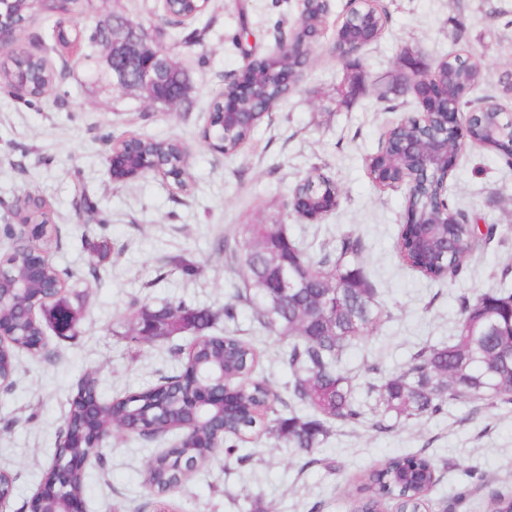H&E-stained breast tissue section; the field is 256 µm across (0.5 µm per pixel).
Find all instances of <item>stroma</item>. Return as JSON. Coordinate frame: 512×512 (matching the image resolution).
Listing matches in <instances>:
<instances>
[{"instance_id":"1","label":"stroma","mask_w":512,"mask_h":512,"mask_svg":"<svg viewBox=\"0 0 512 512\" xmlns=\"http://www.w3.org/2000/svg\"><path fill=\"white\" fill-rule=\"evenodd\" d=\"M385 3L388 28L357 57L365 93L347 102L337 96L345 71L331 50L334 34L326 32L313 44L310 67L293 94L232 156L202 137L213 94L241 73L250 56L272 51L281 35L291 34L299 0H210L204 14L179 26L163 25L159 0H104L102 13L116 11L139 22L184 73L187 98L172 106H151L138 94L103 86L86 49L56 50L41 17L22 30L17 48L41 49L66 77L39 100L0 87V224L17 223L16 206L25 194L46 201L58 229L50 258L72 272L81 313L74 339L50 338L59 349L53 361L19 354L14 387L0 391V469L14 477L6 512H28L83 372H96L107 402L170 373L171 340H131L132 305L183 300L211 310L214 334L231 331L252 342L260 370L287 396V340L256 329L246 306L238 307L235 321L223 318L242 275L217 242L234 238L239 225H286L316 258L335 250L344 235L362 239L360 262L388 315L344 359L361 403L368 400L364 384L374 371L397 372L422 346L447 343L462 300L512 289V170L495 151L470 144L457 157L452 193L458 207L496 233L472 253L461 275L443 282L399 261L395 242L405 223L406 188L379 187L366 167L388 127L418 110L409 96L394 112L381 99L402 73L403 55L432 64L451 53L471 54L485 81L469 100L498 95L499 74L512 69V0ZM128 135L180 140L188 150L189 190H176L153 174L113 182L109 144ZM315 168L336 182L341 197L336 209L309 221L289 212L287 202L296 181ZM101 241L109 248L102 260L93 251ZM177 258L195 263L196 274H183L173 264ZM175 443L172 436L146 443L112 435L102 461L84 468V512H155L142 473L156 453ZM240 452L207 462L171 493L174 512H346V494L366 470L415 452L438 464L429 512H488L490 490L512 492V404L454 401L440 414L380 431L367 421L339 423L316 450L313 465L270 439L243 444Z\"/></svg>"}]
</instances>
